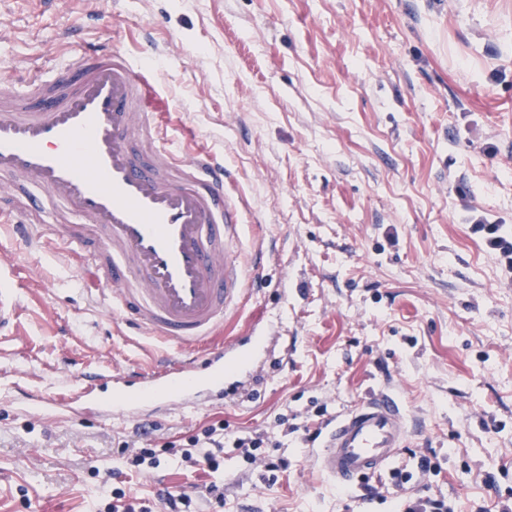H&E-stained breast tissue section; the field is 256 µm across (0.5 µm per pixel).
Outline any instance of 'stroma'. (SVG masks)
Masks as SVG:
<instances>
[{
	"label": "stroma",
	"mask_w": 512,
	"mask_h": 512,
	"mask_svg": "<svg viewBox=\"0 0 512 512\" xmlns=\"http://www.w3.org/2000/svg\"><path fill=\"white\" fill-rule=\"evenodd\" d=\"M75 25L84 46L122 31L134 56L144 36L178 39L151 61L171 131L223 154L241 204L247 292L224 337L265 341L223 400L45 426L14 384L59 392L81 368L149 369L181 348L121 322L69 246L0 234L26 281L0 349V512H102L90 465L118 466L139 431L161 443L220 420L288 461L272 485L225 448L224 512H390L392 472L345 491L308 458L309 430L372 388L403 403L410 494L512 508V265L470 222L512 229V0H0V76L59 67ZM159 477L200 512L208 473L168 460L131 495Z\"/></svg>",
	"instance_id": "obj_1"
}]
</instances>
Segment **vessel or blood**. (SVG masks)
Returning <instances> with one entry per match:
<instances>
[{"label": "vessel or blood", "mask_w": 512, "mask_h": 512, "mask_svg": "<svg viewBox=\"0 0 512 512\" xmlns=\"http://www.w3.org/2000/svg\"><path fill=\"white\" fill-rule=\"evenodd\" d=\"M162 53L153 43L139 57L79 46L53 72L20 86L0 81V178L8 195L26 198L10 235L74 246L126 324L183 348L149 370L79 373L62 395L20 387L24 409L51 424L84 413L138 420L147 409L223 398L224 371L241 348L234 339L211 342L244 294L233 255L240 206L224 190L223 159L204 147L178 149L167 111H151V102L169 101L148 63ZM48 204L54 223H31L29 213ZM73 213L94 232L69 223ZM19 286L0 267V344L12 339ZM408 435L397 399L372 389L322 427L308 457L330 483L353 487L386 472Z\"/></svg>", "instance_id": "vessel-or-blood-1"}]
</instances>
